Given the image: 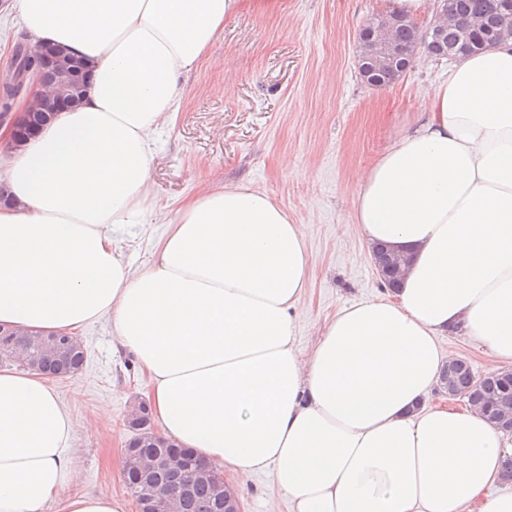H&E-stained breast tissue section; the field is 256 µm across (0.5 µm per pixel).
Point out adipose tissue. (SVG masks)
Wrapping results in <instances>:
<instances>
[{
  "instance_id": "obj_1",
  "label": "adipose tissue",
  "mask_w": 512,
  "mask_h": 512,
  "mask_svg": "<svg viewBox=\"0 0 512 512\" xmlns=\"http://www.w3.org/2000/svg\"><path fill=\"white\" fill-rule=\"evenodd\" d=\"M243 0H11L32 41L92 73L82 102L9 161L0 326L72 335L107 318L151 382L163 435L270 472L290 512H512L487 496L512 433L428 400L449 332L512 364V40L461 58L358 180L368 245L411 254L393 297L343 308L310 352L301 225L243 184L185 201L152 263L116 229L154 223L152 133ZM75 423L49 379L0 368V512H124L69 493Z\"/></svg>"
}]
</instances>
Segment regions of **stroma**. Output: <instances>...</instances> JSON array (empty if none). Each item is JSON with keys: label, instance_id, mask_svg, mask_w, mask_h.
I'll use <instances>...</instances> for the list:
<instances>
[{"label": "stroma", "instance_id": "stroma-1", "mask_svg": "<svg viewBox=\"0 0 512 512\" xmlns=\"http://www.w3.org/2000/svg\"><path fill=\"white\" fill-rule=\"evenodd\" d=\"M391 0H249L182 80L180 107L153 134L149 199L175 219L205 188L244 184L262 191L305 227L310 282L296 325L301 351L326 320L361 300L388 296L352 218L356 179L416 112L419 96L448 77L449 60L414 62L399 81L374 88L359 75L357 34ZM162 225L121 228L137 267L153 258ZM86 359L55 391L75 422L76 493L122 499L124 419L149 385L135 356L101 320L76 334ZM109 406L111 421L97 415ZM244 512H288L269 473L227 474Z\"/></svg>", "mask_w": 512, "mask_h": 512}]
</instances>
